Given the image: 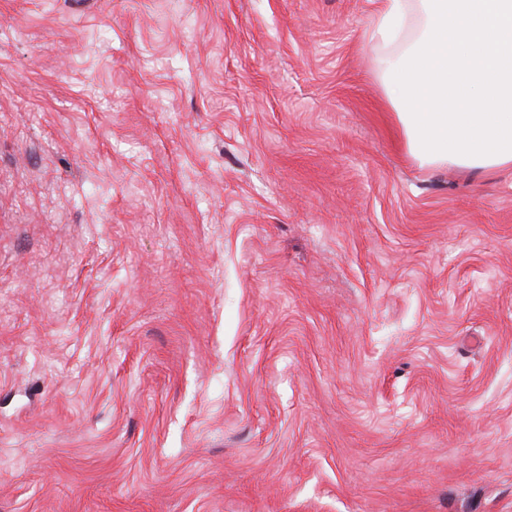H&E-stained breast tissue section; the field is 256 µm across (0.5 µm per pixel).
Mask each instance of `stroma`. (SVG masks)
Instances as JSON below:
<instances>
[{
    "label": "stroma",
    "instance_id": "stroma-1",
    "mask_svg": "<svg viewBox=\"0 0 512 512\" xmlns=\"http://www.w3.org/2000/svg\"><path fill=\"white\" fill-rule=\"evenodd\" d=\"M377 4L0 0V512H512V168Z\"/></svg>",
    "mask_w": 512,
    "mask_h": 512
}]
</instances>
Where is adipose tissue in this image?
<instances>
[{
  "mask_svg": "<svg viewBox=\"0 0 512 512\" xmlns=\"http://www.w3.org/2000/svg\"><path fill=\"white\" fill-rule=\"evenodd\" d=\"M384 85L420 162L512 167V0H382Z\"/></svg>",
  "mask_w": 512,
  "mask_h": 512,
  "instance_id": "adipose-tissue-1",
  "label": "adipose tissue"
}]
</instances>
